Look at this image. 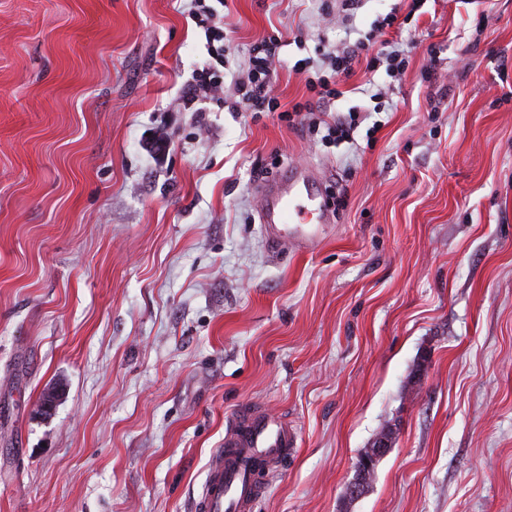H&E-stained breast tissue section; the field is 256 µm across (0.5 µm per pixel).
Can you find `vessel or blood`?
Here are the masks:
<instances>
[{"mask_svg": "<svg viewBox=\"0 0 512 512\" xmlns=\"http://www.w3.org/2000/svg\"><path fill=\"white\" fill-rule=\"evenodd\" d=\"M260 201L261 224L272 249L290 238L302 247L312 246L332 221L304 168L264 184ZM292 445L293 434L280 416L263 411L232 416L224 443L207 469L197 512H252L265 470Z\"/></svg>", "mask_w": 512, "mask_h": 512, "instance_id": "vessel-or-blood-1", "label": "vessel or blood"}]
</instances>
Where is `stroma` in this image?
Listing matches in <instances>:
<instances>
[{"label":"stroma","mask_w":512,"mask_h":512,"mask_svg":"<svg viewBox=\"0 0 512 512\" xmlns=\"http://www.w3.org/2000/svg\"><path fill=\"white\" fill-rule=\"evenodd\" d=\"M223 2L229 71L282 34L287 107L390 12L414 50L327 143L229 83L185 106L191 0H0V512H193L249 406L296 439L254 512H512V0ZM299 166L334 219L273 250L258 191ZM391 438H379L372 450L367 455L360 457L356 463V477L347 488L348 496L358 497L363 490L365 481L372 476L373 465L383 457L392 447ZM371 478V477H370ZM370 480V479H369Z\"/></svg>","instance_id":"stroma-1"}]
</instances>
